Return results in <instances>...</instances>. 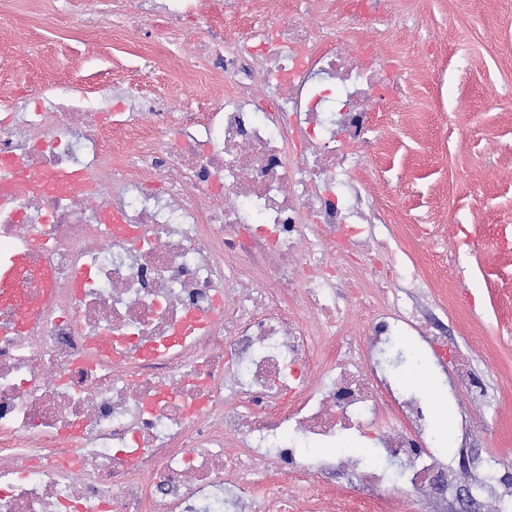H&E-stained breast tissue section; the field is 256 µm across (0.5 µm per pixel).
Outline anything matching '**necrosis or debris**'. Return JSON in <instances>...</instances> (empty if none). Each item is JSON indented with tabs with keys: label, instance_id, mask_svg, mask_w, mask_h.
Instances as JSON below:
<instances>
[{
	"label": "necrosis or debris",
	"instance_id": "1",
	"mask_svg": "<svg viewBox=\"0 0 512 512\" xmlns=\"http://www.w3.org/2000/svg\"><path fill=\"white\" fill-rule=\"evenodd\" d=\"M253 2L226 0L223 35L183 42V100L128 90L129 140L70 87L4 105L0 158L28 179L83 183L0 201V263L49 233L21 285L49 301L27 335H0V512H288L338 467L386 481L332 456L355 432L403 461L417 492L454 481L424 441L419 398L384 395L365 349H321L351 317L337 281L364 273L384 290L361 304L369 345L416 329L378 265L392 257L388 219L355 175L374 102L398 103L407 73L385 50L392 0L352 13L292 0L236 31ZM183 8L100 0L69 26L103 17L122 39L170 28ZM207 82L223 97L196 101Z\"/></svg>",
	"mask_w": 512,
	"mask_h": 512
}]
</instances>
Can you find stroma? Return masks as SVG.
I'll list each match as a JSON object with an SVG mask.
<instances>
[{"label": "stroma", "instance_id": "35a3bbf8", "mask_svg": "<svg viewBox=\"0 0 512 512\" xmlns=\"http://www.w3.org/2000/svg\"><path fill=\"white\" fill-rule=\"evenodd\" d=\"M40 0H14L0 30H20L24 46L0 41V91L19 95L51 79L79 81L95 99L128 83L166 95L182 66L175 39L165 69L141 50V31L113 43L108 25L95 48L45 21ZM389 50L415 58L398 111L380 112L357 173L370 199L390 215L427 287L398 279L442 358L425 356L435 415L434 444L458 464L447 512H483L472 493L489 467L512 475V250L493 236L512 226V0H394ZM459 250L456 264L444 252ZM464 357L480 376L490 407L451 391ZM335 512H437L406 485L369 493L339 470L323 480Z\"/></svg>", "mask_w": 512, "mask_h": 512}]
</instances>
